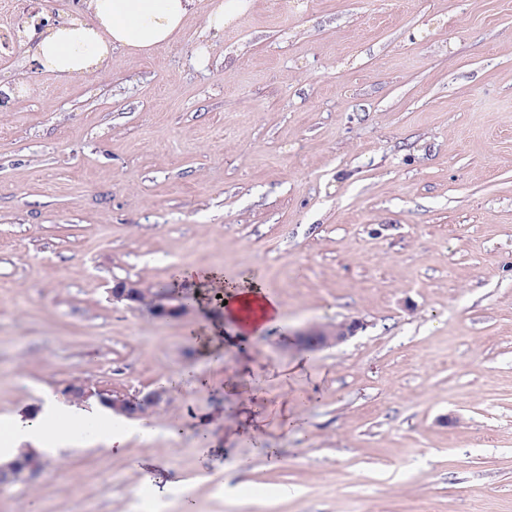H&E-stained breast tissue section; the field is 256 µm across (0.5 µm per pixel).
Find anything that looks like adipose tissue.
Here are the masks:
<instances>
[{
    "label": "adipose tissue",
    "mask_w": 512,
    "mask_h": 512,
    "mask_svg": "<svg viewBox=\"0 0 512 512\" xmlns=\"http://www.w3.org/2000/svg\"><path fill=\"white\" fill-rule=\"evenodd\" d=\"M194 0H89V24H75L49 32L38 43L35 55L46 72L70 79H84L100 69L114 50L148 55L174 42L183 32ZM193 278L205 288L223 292L227 303L224 320L239 336L262 337L281 321L275 296L255 279L232 280L220 270H196ZM95 424L96 433L109 449L123 447L135 432L134 422L114 415L105 406L87 411L46 401L33 420L7 421L0 432L11 445L0 448V458L10 457L12 444H42L51 438L54 447L69 444L78 430Z\"/></svg>",
    "instance_id": "obj_1"
}]
</instances>
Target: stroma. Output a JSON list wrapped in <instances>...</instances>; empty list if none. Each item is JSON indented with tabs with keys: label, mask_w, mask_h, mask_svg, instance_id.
<instances>
[{
	"label": "stroma",
	"mask_w": 512,
	"mask_h": 512,
	"mask_svg": "<svg viewBox=\"0 0 512 512\" xmlns=\"http://www.w3.org/2000/svg\"><path fill=\"white\" fill-rule=\"evenodd\" d=\"M0 79V419L205 381L0 512H512V0H254L218 35L196 0L87 80L15 50ZM213 267L280 324L112 299ZM150 288L153 287L144 285L141 282L120 281L112 289V299L116 301L125 300L141 306L140 298L142 295H151ZM153 305L150 314L157 319L176 318L184 316L188 310L180 306L178 300L168 299L166 297L152 296ZM362 325L359 321H351L338 323L333 327H313L298 334L299 342L308 348L342 343L354 336Z\"/></svg>",
	"instance_id": "stroma-1"
}]
</instances>
